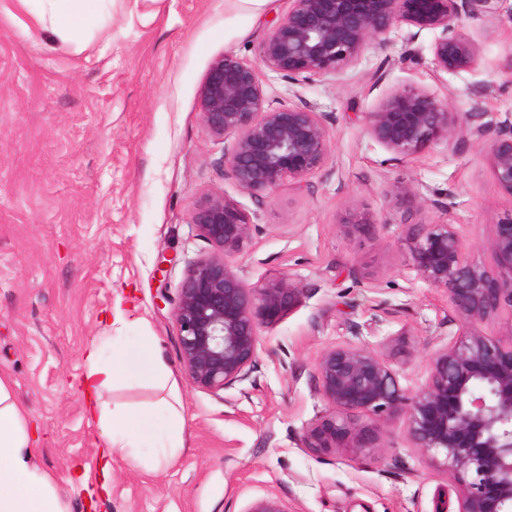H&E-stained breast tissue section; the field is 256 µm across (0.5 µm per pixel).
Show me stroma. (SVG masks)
I'll list each match as a JSON object with an SVG mask.
<instances>
[{"label": "stroma", "mask_w": 512, "mask_h": 512, "mask_svg": "<svg viewBox=\"0 0 512 512\" xmlns=\"http://www.w3.org/2000/svg\"><path fill=\"white\" fill-rule=\"evenodd\" d=\"M290 6L112 0L111 22L77 53L60 38L28 36L13 0H0V374L39 426V462L70 512H91L101 445L77 386L83 354L109 331L119 301L147 321L179 384L186 448L159 472L113 456L109 491L92 512H244L267 494L290 512L458 508L448 474L411 447L403 418L359 459L314 454L301 439L328 409L314 378L324 350L366 347L414 391L453 342L447 294L409 263L411 225H458L470 261L493 267L488 240L512 214V196L486 149L440 143L402 157L368 134L366 116L413 88L454 111L478 104L487 122H512V0L459 19L478 48L475 67L436 71V31L404 25L339 77L294 86L259 57L270 21ZM227 54L257 67L272 106L322 113L330 155L304 182L255 198L231 179L232 142L209 135L198 108L211 63ZM404 184L418 202L396 197ZM208 194L237 201L256 226L236 258L248 282L287 275L304 289L300 306L261 328L251 379L220 397L189 385L173 317L188 269L213 251L191 222ZM352 211L374 225L344 231Z\"/></svg>", "instance_id": "35a3bbf8"}]
</instances>
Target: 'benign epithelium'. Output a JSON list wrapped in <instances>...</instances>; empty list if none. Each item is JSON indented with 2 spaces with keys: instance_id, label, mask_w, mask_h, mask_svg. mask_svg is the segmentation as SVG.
<instances>
[{
  "instance_id": "benign-epithelium-1",
  "label": "benign epithelium",
  "mask_w": 512,
  "mask_h": 512,
  "mask_svg": "<svg viewBox=\"0 0 512 512\" xmlns=\"http://www.w3.org/2000/svg\"><path fill=\"white\" fill-rule=\"evenodd\" d=\"M270 22L260 60L288 86L337 76L372 44L389 41L408 25L439 32L432 48L435 70L477 63L474 43L456 30L463 14L491 0H292ZM205 131L233 138L224 155L238 188L259 197L285 180L303 182L330 152L316 108L273 107L257 69L232 55L215 59L198 92ZM476 104L465 114L411 88L368 113V134L403 157L466 135L485 145L492 173L512 196V123L494 129ZM191 223L214 247L188 270L174 308L179 350L189 384L218 396L254 372L259 331L299 305L304 289L290 278L246 282L234 258L251 239L253 222L235 201L207 195ZM493 270L467 260L454 224H414L409 260L431 287L442 289L460 323L458 338L436 353L427 383L410 393L389 363L373 351L342 343L323 351L314 370L329 405L303 435L315 453L366 455L381 447L384 422L403 417L407 439L429 463L444 468L457 494L458 512H512V215L493 224ZM495 321L488 335L480 325ZM245 512H288L272 495L253 499Z\"/></svg>"
}]
</instances>
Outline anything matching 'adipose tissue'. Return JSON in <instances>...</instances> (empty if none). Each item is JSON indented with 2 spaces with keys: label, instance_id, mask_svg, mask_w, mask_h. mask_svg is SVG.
Returning a JSON list of instances; mask_svg holds the SVG:
<instances>
[{
  "label": "adipose tissue",
  "instance_id": "adipose-tissue-1",
  "mask_svg": "<svg viewBox=\"0 0 512 512\" xmlns=\"http://www.w3.org/2000/svg\"><path fill=\"white\" fill-rule=\"evenodd\" d=\"M33 29L78 40L88 25L104 18L109 0H16ZM129 381L147 383L163 395L142 413L112 404L106 394ZM80 385L86 411L102 433L107 453L122 455L137 467L169 465L184 447V416L176 383L152 337L138 344L113 343L111 360L100 347L84 354ZM0 512H69L52 479L38 463L36 437L26 410L7 378L0 376Z\"/></svg>",
  "mask_w": 512,
  "mask_h": 512
}]
</instances>
